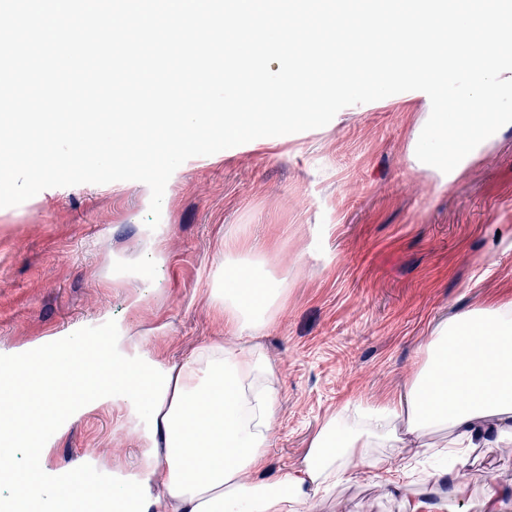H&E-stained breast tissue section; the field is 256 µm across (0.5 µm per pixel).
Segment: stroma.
I'll list each match as a JSON object with an SVG mask.
<instances>
[{
	"label": "stroma",
	"mask_w": 512,
	"mask_h": 512,
	"mask_svg": "<svg viewBox=\"0 0 512 512\" xmlns=\"http://www.w3.org/2000/svg\"><path fill=\"white\" fill-rule=\"evenodd\" d=\"M429 97L406 91L341 109L327 125L199 156L169 179L156 229L138 181L52 187L0 208V356L42 336L143 337L181 362L229 331L209 288L224 242L264 250L288 296L258 344L277 368L268 475L304 457L346 403L401 389L437 322L512 291V123L453 174L415 154ZM149 445L123 409L53 439L50 469L100 455V475L140 473ZM459 467L476 512L483 478L512 486V451ZM310 512H400L378 473L319 495Z\"/></svg>",
	"instance_id": "stroma-1"
}]
</instances>
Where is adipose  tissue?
<instances>
[{"instance_id":"obj_1","label":"adipose tissue","mask_w":512,"mask_h":512,"mask_svg":"<svg viewBox=\"0 0 512 512\" xmlns=\"http://www.w3.org/2000/svg\"><path fill=\"white\" fill-rule=\"evenodd\" d=\"M264 251L224 248V275L212 283L210 301L224 316L234 344L206 342L178 364L147 355L128 336H108L111 372L96 360L74 365V336H44L34 350L46 362L19 374L31 351L0 359V385L22 396L0 395V474L13 473L16 451L37 437L28 475L6 500L16 512H62L58 486L42 461L51 452L47 433L77 416L111 405L109 373L147 378L130 398L146 411L152 444L144 465L157 479L155 495L136 484L109 486L110 502L134 498L135 512H307L320 493L379 471L386 495L402 499V512H454L468 490L460 475L439 472L438 507L408 496L412 472L393 456L396 448L446 452L459 458L474 449L512 447V299L482 304L440 321L418 352L416 370L402 390L362 406L361 416H330L298 465L266 476L276 419L275 369L254 336L271 322L287 293L268 274Z\"/></svg>"}]
</instances>
